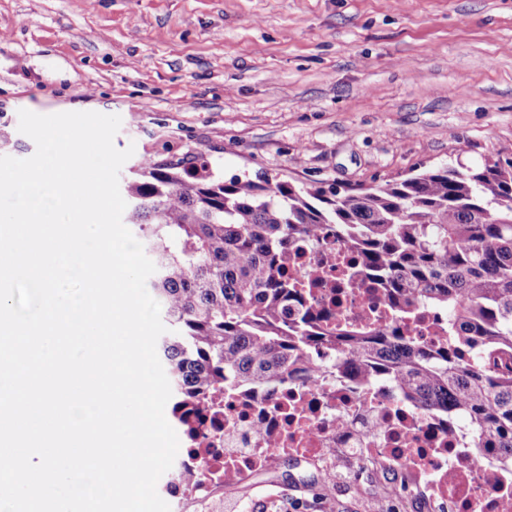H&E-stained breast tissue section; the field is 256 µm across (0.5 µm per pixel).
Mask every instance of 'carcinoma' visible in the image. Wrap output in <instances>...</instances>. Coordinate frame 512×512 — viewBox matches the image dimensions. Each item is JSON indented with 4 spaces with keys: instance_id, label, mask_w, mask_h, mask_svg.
I'll use <instances>...</instances> for the list:
<instances>
[{
    "instance_id": "obj_1",
    "label": "carcinoma",
    "mask_w": 512,
    "mask_h": 512,
    "mask_svg": "<svg viewBox=\"0 0 512 512\" xmlns=\"http://www.w3.org/2000/svg\"><path fill=\"white\" fill-rule=\"evenodd\" d=\"M124 191L171 326L157 352L186 444L224 389L268 386L330 346L357 380L385 373L408 401L465 420L476 452L512 469V160L328 196L277 178L226 182L199 157L149 156ZM327 224L356 252L348 279L384 290L390 323L337 324L288 274V241ZM424 308L448 316L430 347L401 331Z\"/></svg>"
}]
</instances>
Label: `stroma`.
Segmentation results:
<instances>
[{
	"label": "stroma",
	"mask_w": 512,
	"mask_h": 512,
	"mask_svg": "<svg viewBox=\"0 0 512 512\" xmlns=\"http://www.w3.org/2000/svg\"><path fill=\"white\" fill-rule=\"evenodd\" d=\"M121 117L117 149L201 155L212 174L333 191L423 167L512 159V0H0V155L31 157L18 112ZM285 455L215 488L275 512H439L336 454Z\"/></svg>",
	"instance_id": "1"
}]
</instances>
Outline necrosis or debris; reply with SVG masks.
<instances>
[{
	"instance_id": "1",
	"label": "necrosis or debris",
	"mask_w": 512,
	"mask_h": 512,
	"mask_svg": "<svg viewBox=\"0 0 512 512\" xmlns=\"http://www.w3.org/2000/svg\"><path fill=\"white\" fill-rule=\"evenodd\" d=\"M290 256L289 270L313 306L357 328L384 323L382 289L367 282L347 286L344 270L353 252L332 226L295 242ZM199 445L201 455H179L182 470L195 472L196 481L164 490L169 502L191 500L197 512H209L217 485L247 480L282 455L325 464L340 449L355 474L393 467L407 495L449 512H512V472L476 457L472 437L457 423L406 401L390 380L358 383L329 351L318 355L313 370L225 396L222 425L200 436Z\"/></svg>"
}]
</instances>
